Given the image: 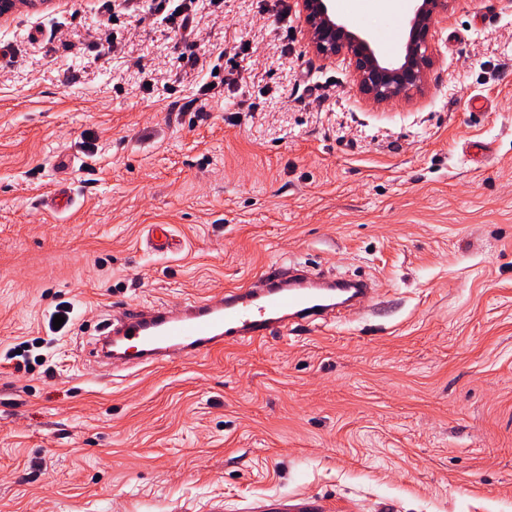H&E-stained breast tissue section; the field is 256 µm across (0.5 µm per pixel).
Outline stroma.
I'll return each mask as SVG.
<instances>
[{
  "label": "stroma",
  "instance_id": "stroma-1",
  "mask_svg": "<svg viewBox=\"0 0 512 512\" xmlns=\"http://www.w3.org/2000/svg\"><path fill=\"white\" fill-rule=\"evenodd\" d=\"M350 2L374 36L410 10ZM119 3L0 17V512L298 492L512 512V0H451L423 89L383 105L308 48L298 0L284 18L224 0L197 17L202 50L226 53L202 123L208 70H182L185 44ZM62 184L58 211L44 198ZM152 224L173 251L147 252ZM289 259L369 279L376 304L209 357L94 365L111 312Z\"/></svg>",
  "mask_w": 512,
  "mask_h": 512
}]
</instances>
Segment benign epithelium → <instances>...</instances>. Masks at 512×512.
<instances>
[{"label":"benign epithelium","mask_w":512,"mask_h":512,"mask_svg":"<svg viewBox=\"0 0 512 512\" xmlns=\"http://www.w3.org/2000/svg\"><path fill=\"white\" fill-rule=\"evenodd\" d=\"M307 31V45L323 57L344 54L354 66V81L366 99L383 104L425 84L430 66L425 37L431 26L448 12L450 0H414L407 42L394 60H384L374 39L336 18L332 0H300Z\"/></svg>","instance_id":"1"}]
</instances>
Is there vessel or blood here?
I'll return each instance as SVG.
<instances>
[{
  "label": "vessel or blood",
  "instance_id": "vessel-or-blood-1",
  "mask_svg": "<svg viewBox=\"0 0 512 512\" xmlns=\"http://www.w3.org/2000/svg\"><path fill=\"white\" fill-rule=\"evenodd\" d=\"M374 295L357 278H325L291 267H268L247 287L219 297L197 299L179 309L163 304L133 305L111 316L101 335L109 343L104 363L135 359L155 365L195 359L229 343H253L298 326H315ZM247 512H346L335 501L308 494L275 495Z\"/></svg>",
  "mask_w": 512,
  "mask_h": 512
}]
</instances>
